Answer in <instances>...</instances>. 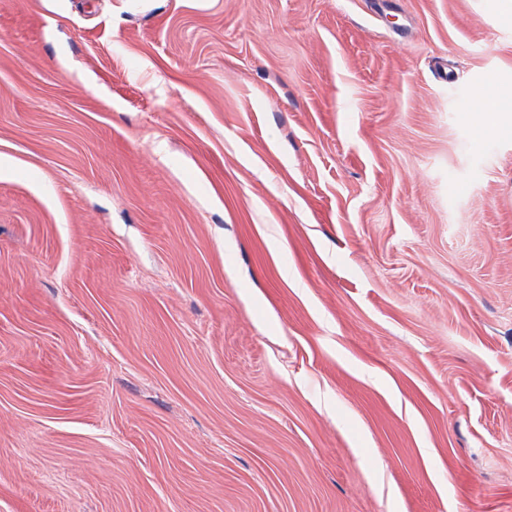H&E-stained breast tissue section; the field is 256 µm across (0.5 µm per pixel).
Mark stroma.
Segmentation results:
<instances>
[{
    "instance_id": "stroma-1",
    "label": "stroma",
    "mask_w": 512,
    "mask_h": 512,
    "mask_svg": "<svg viewBox=\"0 0 512 512\" xmlns=\"http://www.w3.org/2000/svg\"><path fill=\"white\" fill-rule=\"evenodd\" d=\"M1 157L0 512H512V0H0ZM499 90L495 87L483 88L477 96L476 118L487 128H493L498 122V104L496 98Z\"/></svg>"
}]
</instances>
